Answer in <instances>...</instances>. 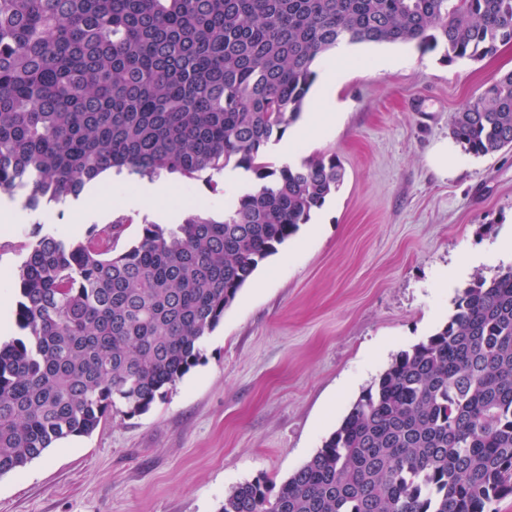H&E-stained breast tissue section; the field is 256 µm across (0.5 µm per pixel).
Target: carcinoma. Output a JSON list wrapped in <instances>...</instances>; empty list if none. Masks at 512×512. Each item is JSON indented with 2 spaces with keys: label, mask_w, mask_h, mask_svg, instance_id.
<instances>
[{
  "label": "carcinoma",
  "mask_w": 512,
  "mask_h": 512,
  "mask_svg": "<svg viewBox=\"0 0 512 512\" xmlns=\"http://www.w3.org/2000/svg\"><path fill=\"white\" fill-rule=\"evenodd\" d=\"M341 43H413L481 61L512 43V0H0V196L37 211L108 169L193 179L230 167L260 186L222 216L129 220L25 244L19 336L0 341V477L147 411L260 264L343 183L334 155L274 168L314 67ZM451 136L512 148V72ZM512 496V269L394 358L275 495L257 479L220 512H492Z\"/></svg>",
  "instance_id": "1"
}]
</instances>
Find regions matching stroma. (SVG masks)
<instances>
[{
    "mask_svg": "<svg viewBox=\"0 0 512 512\" xmlns=\"http://www.w3.org/2000/svg\"><path fill=\"white\" fill-rule=\"evenodd\" d=\"M377 51L355 46L331 92L342 121L297 152L336 155L340 189L259 266L182 380L148 411L114 413L0 477V512H219L238 484L278 491L395 356L447 322L475 277L504 271L486 254L512 231V149L465 153L450 128L512 71V44L478 62L417 53L388 70L372 66ZM442 149L460 167L439 171ZM137 183L99 179L0 230V294L17 297L14 274L35 230L62 238L74 224L82 236L124 217L122 250L143 224L181 223L190 207L222 212L238 189L179 176L154 213L127 205ZM449 267L459 275L437 286Z\"/></svg>",
    "mask_w": 512,
    "mask_h": 512,
    "instance_id": "stroma-1",
    "label": "stroma"
}]
</instances>
